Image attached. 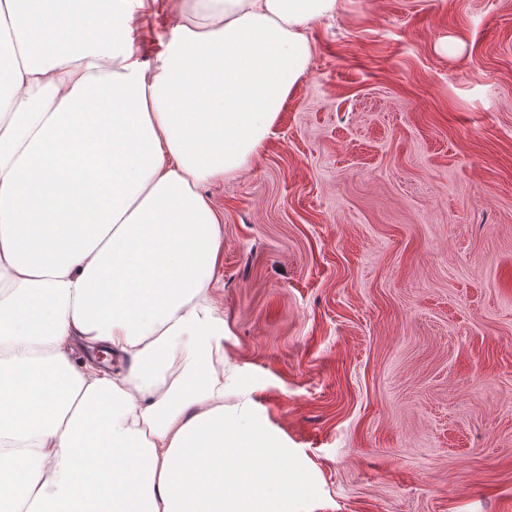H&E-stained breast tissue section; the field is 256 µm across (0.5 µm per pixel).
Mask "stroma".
Here are the masks:
<instances>
[{
  "mask_svg": "<svg viewBox=\"0 0 512 512\" xmlns=\"http://www.w3.org/2000/svg\"><path fill=\"white\" fill-rule=\"evenodd\" d=\"M172 22L156 0L136 47ZM224 215V352L316 512H512V0H346Z\"/></svg>",
  "mask_w": 512,
  "mask_h": 512,
  "instance_id": "obj_1",
  "label": "stroma"
}]
</instances>
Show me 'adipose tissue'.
Wrapping results in <instances>:
<instances>
[{
  "label": "adipose tissue",
  "mask_w": 512,
  "mask_h": 512,
  "mask_svg": "<svg viewBox=\"0 0 512 512\" xmlns=\"http://www.w3.org/2000/svg\"><path fill=\"white\" fill-rule=\"evenodd\" d=\"M345 0H0V512H313L227 368L222 217ZM105 347L124 367L75 363ZM165 0H158L147 11L138 24L136 47L141 60L152 63L155 55L163 49L171 34L172 22L164 7Z\"/></svg>",
  "instance_id": "ef3b65f1"
}]
</instances>
